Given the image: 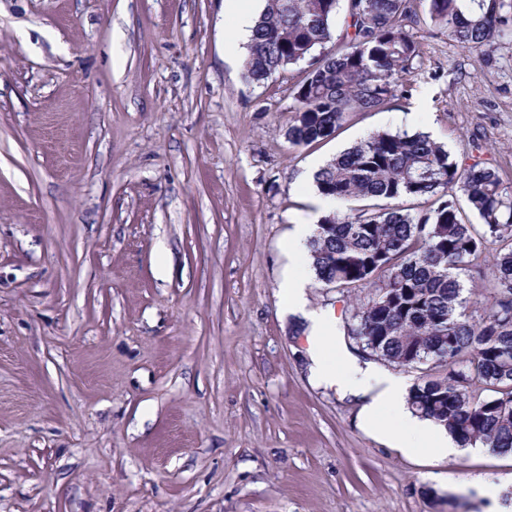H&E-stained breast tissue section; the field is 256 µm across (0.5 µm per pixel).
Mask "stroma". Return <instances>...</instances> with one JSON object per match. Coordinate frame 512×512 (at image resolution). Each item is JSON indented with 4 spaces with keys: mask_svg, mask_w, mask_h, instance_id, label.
<instances>
[{
    "mask_svg": "<svg viewBox=\"0 0 512 512\" xmlns=\"http://www.w3.org/2000/svg\"><path fill=\"white\" fill-rule=\"evenodd\" d=\"M227 4L0 0V512H512V455L365 432L281 288L316 169L371 133L512 185V39L462 49L415 0L396 97L294 147L301 72L246 81Z\"/></svg>",
    "mask_w": 512,
    "mask_h": 512,
    "instance_id": "1",
    "label": "stroma"
}]
</instances>
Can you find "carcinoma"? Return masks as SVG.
Instances as JSON below:
<instances>
[{
	"instance_id": "cac0c4a2",
	"label": "carcinoma",
	"mask_w": 512,
	"mask_h": 512,
	"mask_svg": "<svg viewBox=\"0 0 512 512\" xmlns=\"http://www.w3.org/2000/svg\"><path fill=\"white\" fill-rule=\"evenodd\" d=\"M339 2L266 0L248 44L244 76L253 82L303 67L285 130L293 146L387 105L420 54L411 0H348L342 48L329 49ZM429 18L466 50L512 38V0H429ZM314 183L325 197L360 203L325 215L308 242L319 283L368 290L344 333L384 365L427 366L408 394L415 415L463 447L512 454V186L481 162L458 164L423 133L388 131L344 150ZM420 198L432 206H406ZM463 202L480 223L463 220ZM490 245L494 292L471 321L458 271ZM475 382L493 395L474 398Z\"/></svg>"
}]
</instances>
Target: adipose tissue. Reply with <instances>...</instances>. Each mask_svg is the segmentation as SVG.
<instances>
[{
  "mask_svg": "<svg viewBox=\"0 0 512 512\" xmlns=\"http://www.w3.org/2000/svg\"><path fill=\"white\" fill-rule=\"evenodd\" d=\"M313 230V225L295 224L288 241L290 271L282 283L286 309L289 314L302 315L314 341L310 352L312 377L339 386L358 398L361 427L375 437L389 440L404 453L415 454L427 449L445 456L455 454L457 448L443 428L420 419L409 409L404 380L360 362L338 345L329 315L306 312V243Z\"/></svg>",
  "mask_w": 512,
  "mask_h": 512,
  "instance_id": "ef3b65f1",
  "label": "adipose tissue"
}]
</instances>
